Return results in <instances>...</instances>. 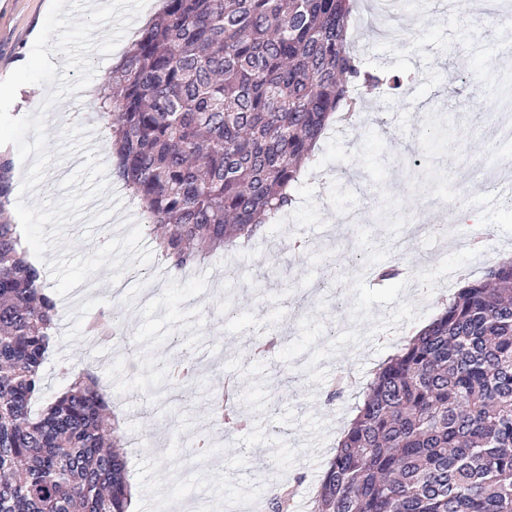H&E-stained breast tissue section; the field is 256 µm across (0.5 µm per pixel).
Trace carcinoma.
<instances>
[{
	"instance_id": "1",
	"label": "carcinoma",
	"mask_w": 512,
	"mask_h": 512,
	"mask_svg": "<svg viewBox=\"0 0 512 512\" xmlns=\"http://www.w3.org/2000/svg\"><path fill=\"white\" fill-rule=\"evenodd\" d=\"M356 0H162L99 88L116 176L140 200L167 269L250 240L290 210L316 141L358 111L360 86L398 90L350 42ZM0 155V512H127L130 486L108 394L82 374L46 405L56 299L18 251ZM372 280L403 274L377 263ZM119 334L115 308L86 320ZM169 385L195 369L172 362ZM224 430L252 428L234 391L211 401ZM280 485L266 512H294ZM314 512H512V260L468 281L367 383Z\"/></svg>"
}]
</instances>
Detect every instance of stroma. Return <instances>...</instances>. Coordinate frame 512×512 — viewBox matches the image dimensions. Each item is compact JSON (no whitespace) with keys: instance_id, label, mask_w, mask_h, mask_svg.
Here are the masks:
<instances>
[{"instance_id":"35a3bbf8","label":"stroma","mask_w":512,"mask_h":512,"mask_svg":"<svg viewBox=\"0 0 512 512\" xmlns=\"http://www.w3.org/2000/svg\"><path fill=\"white\" fill-rule=\"evenodd\" d=\"M358 47L369 66L418 74L398 92L366 99L356 124H333L318 142L316 170L307 172L293 211L248 245L219 249L205 263L160 278L123 274L116 300L125 316L124 340L88 335L85 323L100 303L82 288L58 298L60 341L43 366V398L62 392L65 369L94 374L122 418L134 512H263L272 485L297 482L295 512H312L317 487L339 440L356 415L373 370L411 331L425 326L437 304L452 297L461 275L477 279L489 262L512 249V203L493 210L460 207L449 173L472 176L497 160L487 131L498 108L495 84L512 73L501 56L508 33L491 4L460 5L446 14L442 0H404L399 35H381L363 0ZM47 0H0V79L23 65L41 30ZM161 7L147 0L110 55L93 54L94 83H102ZM81 128L96 132L105 164L109 207L96 223L67 227L74 254L89 255L105 234L127 235L120 215L141 222L140 206L114 173L107 122L95 94L71 99ZM447 139H424L426 123ZM456 226L464 216L492 233L477 249L440 248L421 240L394 249L411 225ZM395 260L406 276L373 285L361 265ZM240 270L224 279L225 265ZM277 275H269V268ZM279 335L280 348L255 358L252 342ZM200 362L196 386L170 400L164 369L176 358ZM350 381L340 398L326 393L337 370ZM234 374L239 410L256 416L253 430L228 433L210 454L186 453L197 435L219 431L210 407Z\"/></svg>"}]
</instances>
